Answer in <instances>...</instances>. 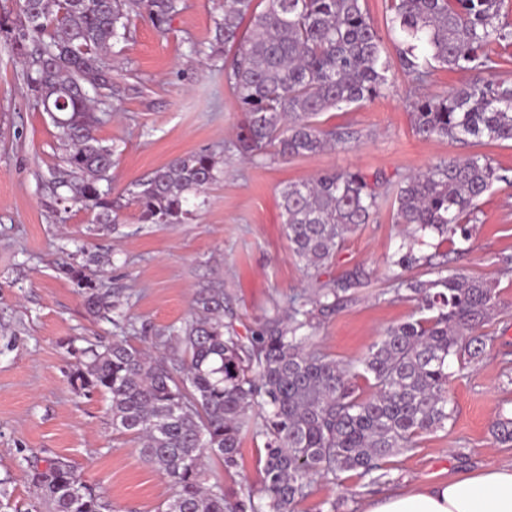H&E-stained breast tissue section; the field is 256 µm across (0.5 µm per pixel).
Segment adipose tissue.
I'll list each match as a JSON object with an SVG mask.
<instances>
[{"instance_id": "ef3b65f1", "label": "adipose tissue", "mask_w": 512, "mask_h": 512, "mask_svg": "<svg viewBox=\"0 0 512 512\" xmlns=\"http://www.w3.org/2000/svg\"><path fill=\"white\" fill-rule=\"evenodd\" d=\"M364 512H512V463L492 464L467 477L418 483L369 501Z\"/></svg>"}]
</instances>
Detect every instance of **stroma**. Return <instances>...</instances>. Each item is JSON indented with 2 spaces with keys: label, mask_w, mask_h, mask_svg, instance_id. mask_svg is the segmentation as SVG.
<instances>
[{
  "label": "stroma",
  "mask_w": 512,
  "mask_h": 512,
  "mask_svg": "<svg viewBox=\"0 0 512 512\" xmlns=\"http://www.w3.org/2000/svg\"><path fill=\"white\" fill-rule=\"evenodd\" d=\"M387 0L364 8L388 51L389 84L382 97L332 110L325 126L348 132L345 145L288 161L244 158L235 148L241 119L237 98L224 85L220 26L224 0H177L163 27L136 18L126 40L106 58L116 94L100 114L95 134L114 150L111 197L120 208L109 226L93 213L58 201L53 173L66 146L49 113L28 89L23 66L0 32V512H34L37 491L26 472L30 461L61 456L82 480L102 488L114 512H154L169 491L164 475L144 463L131 436L113 431L108 399L82 395L69 374V346L111 340V318H92L76 281L62 271L70 263L98 287L119 295L137 326L164 329L184 322L195 289L223 282L239 332L254 326L272 300L308 291L309 280L292 256L280 208V191L331 169L385 174L391 180L462 154L446 139H425L412 129L410 112L419 92L447 95L471 73L439 68L423 88L402 71ZM209 151L221 173L201 194L191 220L158 226L139 219L135 183L176 157ZM469 240L424 247L430 266L415 276L433 279L438 265L496 282L501 304L484 326L492 336L484 358L452 360L445 428L416 437L414 448L385 463L387 482L369 485L354 473L312 483L295 512H317L339 500L340 512H362L367 499L479 472L491 462H512V446L492 429L512 417V275L500 274L512 256V187L494 184L480 200ZM403 241L391 209L350 235L322 269L327 281L356 276L360 285L336 313L320 318L312 347L342 363L361 359L384 331L420 318L415 302L391 300L387 259ZM262 439L245 436L240 466L222 477L228 495L260 487Z\"/></svg>",
  "instance_id": "35a3bbf8"
}]
</instances>
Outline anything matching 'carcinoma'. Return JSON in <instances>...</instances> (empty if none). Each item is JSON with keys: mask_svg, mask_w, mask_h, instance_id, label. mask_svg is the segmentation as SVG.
I'll return each instance as SVG.
<instances>
[{"mask_svg": "<svg viewBox=\"0 0 512 512\" xmlns=\"http://www.w3.org/2000/svg\"><path fill=\"white\" fill-rule=\"evenodd\" d=\"M224 0V84L243 118L236 148L252 158L318 154L343 142L319 117L371 101L386 89V49L362 0ZM505 0H390L391 28L400 31L404 72L418 83L432 69L477 78L446 97H422L410 112L415 133L465 146L512 141V80H483L488 47L512 44V24L501 20ZM175 0H21L20 17H0L11 50L28 60V88L54 119L68 146L66 168L54 177L69 200L112 223L113 149L95 136L97 104L112 97L104 58L126 37L132 16L163 24ZM208 152L178 157L137 183L132 193L144 224H182L190 196L217 181ZM496 182L512 179L484 154L442 159L397 182L382 174L332 170L281 190L290 249L311 293L284 306L274 299L249 334L224 320V288L195 290L190 317L155 333L150 346L126 336L87 347L76 357L71 382L108 396L112 429L139 443L138 453L165 475L171 489L156 512H293L315 478L354 472L381 478L386 460L414 439L444 426L452 357L481 358L491 338L481 332L499 306L496 285L453 273L421 280L407 272L427 264L417 253L433 234L439 243L469 239L477 203ZM404 226L390 257L397 299L414 301L430 316L388 328L355 365L310 350L317 315L333 311L358 285L354 278L321 282L318 273L344 240L373 222L384 205ZM64 273L82 287L95 317H123L121 302L74 267ZM371 382L357 394L354 380ZM264 440L262 486L235 498L212 478L208 462L239 467L245 433ZM501 444L512 443V418L495 423ZM28 479L47 512H109L105 492L56 457L45 468L29 464Z\"/></svg>", "mask_w": 512, "mask_h": 512, "instance_id": "cac0c4a2", "label": "carcinoma"}]
</instances>
